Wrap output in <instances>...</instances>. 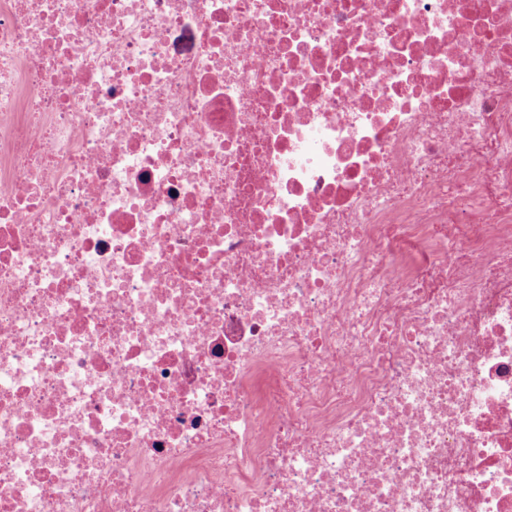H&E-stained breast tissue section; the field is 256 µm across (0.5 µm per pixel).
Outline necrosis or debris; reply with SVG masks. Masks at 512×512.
I'll return each mask as SVG.
<instances>
[{"mask_svg": "<svg viewBox=\"0 0 512 512\" xmlns=\"http://www.w3.org/2000/svg\"><path fill=\"white\" fill-rule=\"evenodd\" d=\"M0 512H512V0H0Z\"/></svg>", "mask_w": 512, "mask_h": 512, "instance_id": "1", "label": "necrosis or debris"}]
</instances>
